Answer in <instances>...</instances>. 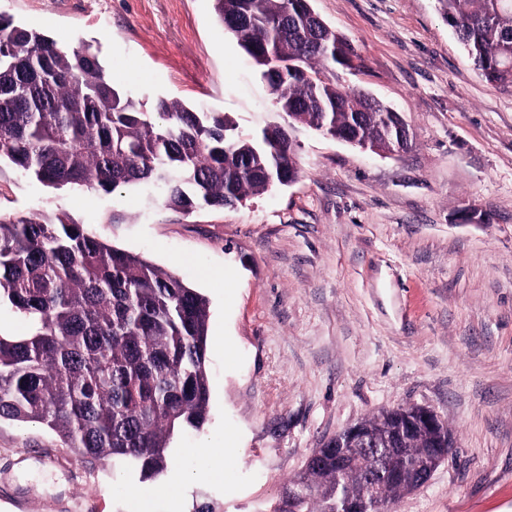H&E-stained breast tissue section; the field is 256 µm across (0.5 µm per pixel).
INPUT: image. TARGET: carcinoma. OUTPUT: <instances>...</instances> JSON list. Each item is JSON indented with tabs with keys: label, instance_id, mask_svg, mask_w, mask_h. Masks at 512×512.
Returning a JSON list of instances; mask_svg holds the SVG:
<instances>
[{
	"label": "carcinoma",
	"instance_id": "1",
	"mask_svg": "<svg viewBox=\"0 0 512 512\" xmlns=\"http://www.w3.org/2000/svg\"><path fill=\"white\" fill-rule=\"evenodd\" d=\"M215 12L268 81L288 127L396 138L393 110L328 72L357 56L315 19L310 0H214ZM482 79L512 86V0H438ZM53 189L149 186L164 205L227 207L295 181L296 144L280 125L244 136L221 112L177 98L157 111L116 89L91 45L61 46L0 18V165ZM27 320L26 336L0 332V421L31 422L80 453L112 458L155 478L171 463L174 435L210 412V303L178 274L110 245L65 217L0 215V307ZM382 411L362 420L385 438L403 425ZM379 448H319L315 464L284 483L302 485L300 512H388L427 458L422 434L393 458L403 480H378Z\"/></svg>",
	"mask_w": 512,
	"mask_h": 512
}]
</instances>
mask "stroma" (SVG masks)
Wrapping results in <instances>:
<instances>
[{"label":"stroma","instance_id":"stroma-1","mask_svg":"<svg viewBox=\"0 0 512 512\" xmlns=\"http://www.w3.org/2000/svg\"><path fill=\"white\" fill-rule=\"evenodd\" d=\"M358 54L341 82L399 112L398 154L296 128L300 175L234 208L185 213L148 189L55 190L0 170V213L65 214L179 273L210 302L211 416L174 438L192 487L141 480L0 423V512H271L287 477L383 409L427 407L452 457L390 512H512V87L484 82L437 0H311ZM62 45L98 47L114 87L231 117L282 122L214 0H0ZM238 436L221 478L208 473Z\"/></svg>","mask_w":512,"mask_h":512}]
</instances>
